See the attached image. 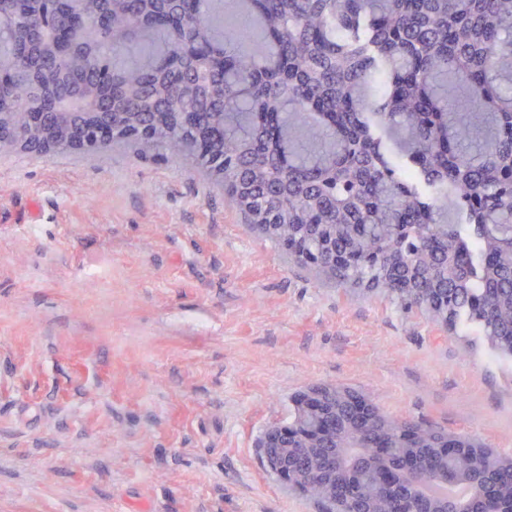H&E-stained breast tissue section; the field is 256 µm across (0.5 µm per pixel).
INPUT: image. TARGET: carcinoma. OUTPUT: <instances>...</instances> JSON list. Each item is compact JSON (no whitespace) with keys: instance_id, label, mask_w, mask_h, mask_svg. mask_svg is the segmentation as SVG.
Segmentation results:
<instances>
[{"instance_id":"obj_1","label":"carcinoma","mask_w":512,"mask_h":512,"mask_svg":"<svg viewBox=\"0 0 512 512\" xmlns=\"http://www.w3.org/2000/svg\"><path fill=\"white\" fill-rule=\"evenodd\" d=\"M87 50L58 60L39 34V0H0V47L18 51V75L0 86L1 112H50L64 94L89 108L149 112L156 147L208 170L224 163V190L245 223L336 283H366L403 308L451 328L473 327L512 359V0H237L248 50L224 40L222 0H55L67 18L89 5ZM189 113L171 122L175 106ZM322 137L303 133L308 123ZM452 201L450 224L440 201ZM289 225L271 233L272 215ZM328 225L336 267L315 263ZM336 410V455L360 463L351 498L317 496L320 512L359 506L437 512L424 477L480 490L471 512H512V469L492 450L448 457L445 434L376 410L374 429L347 403ZM405 463L382 492L378 449ZM320 448H288L268 462L305 465Z\"/></svg>"}]
</instances>
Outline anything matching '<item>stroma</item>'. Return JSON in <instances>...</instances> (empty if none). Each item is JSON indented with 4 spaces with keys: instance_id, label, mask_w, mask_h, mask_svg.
<instances>
[{
    "instance_id": "obj_1",
    "label": "stroma",
    "mask_w": 512,
    "mask_h": 512,
    "mask_svg": "<svg viewBox=\"0 0 512 512\" xmlns=\"http://www.w3.org/2000/svg\"><path fill=\"white\" fill-rule=\"evenodd\" d=\"M316 385L512 457V360L289 260L190 163L0 154V512H318L257 447Z\"/></svg>"
}]
</instances>
